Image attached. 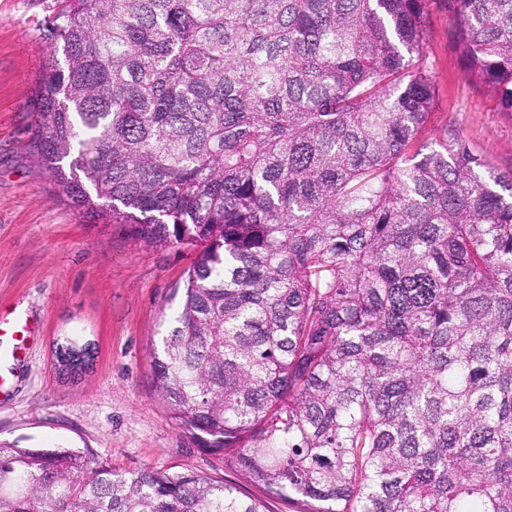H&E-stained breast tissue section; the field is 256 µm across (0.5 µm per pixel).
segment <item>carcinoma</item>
Wrapping results in <instances>:
<instances>
[{
    "label": "carcinoma",
    "mask_w": 512,
    "mask_h": 512,
    "mask_svg": "<svg viewBox=\"0 0 512 512\" xmlns=\"http://www.w3.org/2000/svg\"><path fill=\"white\" fill-rule=\"evenodd\" d=\"M429 0H63L31 150L95 223L196 257L171 416L299 512H512V171L416 66ZM512 113V0H440ZM0 512H265L196 473L0 446Z\"/></svg>",
    "instance_id": "cac0c4a2"
}]
</instances>
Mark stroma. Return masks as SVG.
<instances>
[{"label": "stroma", "instance_id": "stroma-1", "mask_svg": "<svg viewBox=\"0 0 512 512\" xmlns=\"http://www.w3.org/2000/svg\"><path fill=\"white\" fill-rule=\"evenodd\" d=\"M61 0H0V316L25 306L28 334L11 376L0 381V443L78 448L95 469L199 473L241 483L223 452L203 448L158 397L151 352L163 315L194 253L148 245L117 224L91 223L29 150L34 91L56 42L49 29ZM422 63L437 84L427 136L454 123L465 144L502 171L512 169V116L468 81L451 40L452 19L429 3ZM96 345L81 376H61L56 342Z\"/></svg>", "mask_w": 512, "mask_h": 512}]
</instances>
